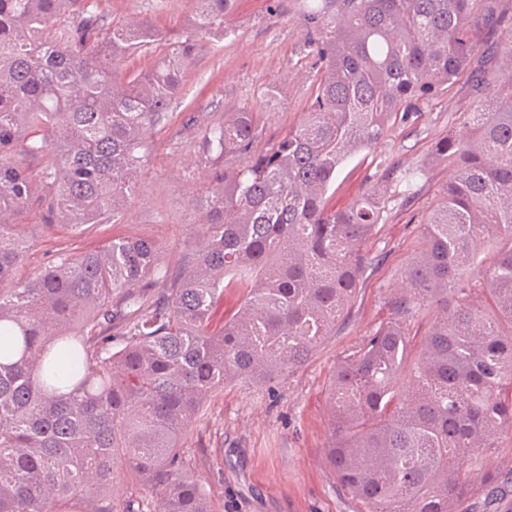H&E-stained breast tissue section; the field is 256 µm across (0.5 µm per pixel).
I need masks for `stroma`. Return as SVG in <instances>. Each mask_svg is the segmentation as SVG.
<instances>
[{"instance_id": "stroma-1", "label": "stroma", "mask_w": 512, "mask_h": 512, "mask_svg": "<svg viewBox=\"0 0 512 512\" xmlns=\"http://www.w3.org/2000/svg\"><path fill=\"white\" fill-rule=\"evenodd\" d=\"M105 24L148 19L176 38L189 27L190 0H96ZM308 0H235L224 37H204L202 48L157 126L147 161L137 173L121 219L115 224L46 227L40 207L25 222L32 239L25 269L43 270L59 250L97 248L115 236L144 237L160 244L170 274L200 242L199 213L190 192L205 190L211 168L203 160L202 130L261 100L276 96L259 124L256 151H264L295 126L309 102L316 72L305 37ZM473 95L469 74L397 121L389 138L364 158L350 161L328 193L342 209L384 181L389 202L364 250L371 261L345 324L326 337L316 354L289 377L260 387L225 385L190 430L193 475L224 498V512H358L337 488L325 448L331 432L326 386L339 360L389 316L385 304L415 249L420 226L434 209L450 176L430 148L460 131ZM421 167L414 193H405L396 173Z\"/></svg>"}]
</instances>
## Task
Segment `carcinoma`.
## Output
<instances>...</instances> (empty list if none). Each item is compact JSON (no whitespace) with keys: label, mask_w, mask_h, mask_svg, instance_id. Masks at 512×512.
Segmentation results:
<instances>
[{"label":"carcinoma","mask_w":512,"mask_h":512,"mask_svg":"<svg viewBox=\"0 0 512 512\" xmlns=\"http://www.w3.org/2000/svg\"><path fill=\"white\" fill-rule=\"evenodd\" d=\"M192 2L184 40L124 76L122 59L166 41L153 23L100 38L93 0H0V512H224L191 475L186 433L224 385L290 374L345 319L387 198L374 187L336 211L327 193L465 70L477 105L433 149L452 177L388 320L330 377L327 462L360 512L487 497L484 460L512 434V78L489 81L473 61L512 62L502 0H310V104L262 153L254 107L205 128L201 245L178 275L155 241L114 237L18 277L33 206L75 228L118 221L198 38L224 33L231 0ZM229 155L242 165L219 169ZM234 287L238 314L212 328Z\"/></svg>","instance_id":"obj_1"}]
</instances>
